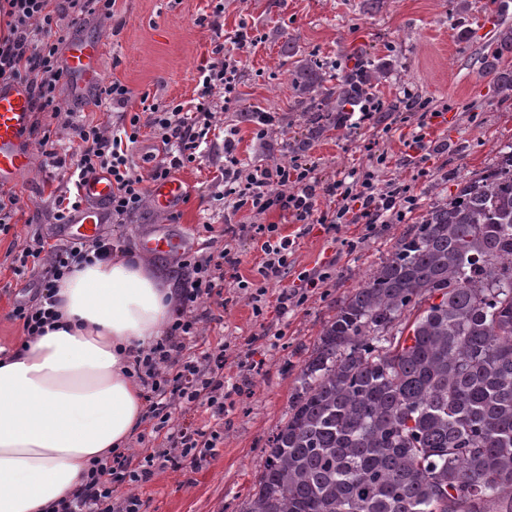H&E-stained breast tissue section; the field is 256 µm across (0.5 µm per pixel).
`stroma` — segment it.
I'll return each mask as SVG.
<instances>
[{"mask_svg":"<svg viewBox=\"0 0 512 512\" xmlns=\"http://www.w3.org/2000/svg\"><path fill=\"white\" fill-rule=\"evenodd\" d=\"M117 9L118 18L92 15L70 29L60 56H67L70 40L93 39L102 45L105 79L167 102L193 99L214 37L202 21L211 12L209 0H119ZM243 18L266 40L243 59L236 108L217 115L220 128L235 129L236 155L243 166L308 160L329 181L352 169L371 170L380 184H408L412 199L402 204V217H389L384 224H341L333 231L319 224L302 229L283 223L275 211L259 215V223L282 224L284 233L295 237L281 281L270 287L262 314H255L236 279L252 278L258 252L242 244L240 265L224 271L221 322H202L201 337L189 342L194 353L226 346L230 360L224 379L242 393L218 422L202 408L176 412L177 422L217 430L219 447L200 468L156 470L138 489L149 503L147 512H244L300 368L337 305L385 260L434 200L453 196L460 180L490 165L500 147L512 144V98L502 97L484 64L500 32L512 27V0H224L225 32H233ZM355 53L390 62L376 96L385 111L400 114V121L363 130L329 127L308 137L292 110L297 65L312 56L342 65ZM412 100L430 102L437 112L428 129L431 147L419 153L407 146L418 121L406 107ZM255 112L276 118L262 140L250 120ZM30 157L27 172L12 188L24 207L14 215L10 231L0 234L4 348L23 340L21 323L9 314L17 302L33 297L36 286L34 272H14L16 245L37 237L67 238L52 222L50 196L56 184L45 158L36 147ZM223 163L219 146L179 170L188 188L181 212L149 203L126 224L105 225L104 235L136 253L141 237L158 228L183 234L195 248L207 246L212 233L224 227V206L214 198ZM306 271L320 274L317 287L307 289L302 305L281 313L278 295L298 288L299 275ZM244 352L251 354L255 369L237 365L236 356Z\"/></svg>","mask_w":512,"mask_h":512,"instance_id":"35a3bbf8","label":"stroma"}]
</instances>
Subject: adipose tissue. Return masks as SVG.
<instances>
[{
	"label": "adipose tissue",
	"instance_id": "ef3b65f1",
	"mask_svg": "<svg viewBox=\"0 0 512 512\" xmlns=\"http://www.w3.org/2000/svg\"><path fill=\"white\" fill-rule=\"evenodd\" d=\"M57 322L0 353V512H46L144 417L132 364L162 335L178 293L134 253L60 283Z\"/></svg>",
	"mask_w": 512,
	"mask_h": 512
}]
</instances>
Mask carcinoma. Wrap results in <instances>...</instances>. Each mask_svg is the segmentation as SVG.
<instances>
[{"instance_id":"obj_1","label":"carcinoma","mask_w":512,"mask_h":512,"mask_svg":"<svg viewBox=\"0 0 512 512\" xmlns=\"http://www.w3.org/2000/svg\"><path fill=\"white\" fill-rule=\"evenodd\" d=\"M512 28L486 65L512 97ZM389 63L295 71L315 134ZM246 512H512V144L428 207L330 317Z\"/></svg>"}]
</instances>
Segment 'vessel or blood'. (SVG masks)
Listing matches in <instances>:
<instances>
[{
	"label": "vessel or blood",
	"instance_id": "b4317fda",
	"mask_svg": "<svg viewBox=\"0 0 512 512\" xmlns=\"http://www.w3.org/2000/svg\"><path fill=\"white\" fill-rule=\"evenodd\" d=\"M99 43L91 40L75 41L67 56V68L79 80L99 81ZM33 122L30 99L25 86L0 89V186L7 187L19 181L29 167L30 146L27 133ZM88 204L77 213L65 230L84 241L98 237L107 223L106 204L112 195V182L106 175L89 178L82 187ZM149 195L155 207L174 210L181 206L185 196V183L172 177L156 181L149 186ZM186 238L167 233L144 236L141 248L149 254H169L184 251Z\"/></svg>",
	"mask_w": 512,
	"mask_h": 512
}]
</instances>
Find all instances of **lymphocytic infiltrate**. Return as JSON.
I'll use <instances>...</instances> for the list:
<instances>
[{
	"mask_svg": "<svg viewBox=\"0 0 512 512\" xmlns=\"http://www.w3.org/2000/svg\"><path fill=\"white\" fill-rule=\"evenodd\" d=\"M116 12L117 0H0V13L7 18V33L0 36V84H24L32 111L61 114L57 91L68 76L59 61L64 27L79 25L95 14L111 18ZM261 42V36L255 35L253 25L245 20L229 42L213 40L211 57L199 70L196 95L188 102L166 103L146 92L134 93L120 81H102L95 105L110 113V121L70 124L64 138L50 127L40 129L37 143L58 182L52 207L55 223L70 222L84 202V183L100 173L112 179L107 205L111 221L124 223L146 203L147 182L170 177L195 161L203 149L213 148L210 133L216 115L237 105L243 57ZM135 99L141 105L137 111L130 107ZM146 132L156 140L158 152L146 157L147 167L142 170L133 149ZM235 150L234 140L225 138L220 171L228 218L224 246L215 255H185L187 276L175 317L134 364V372L147 390L146 418L153 433L164 437L165 447L149 454L130 448L112 452L96 462L72 497L59 501L52 512H145L146 503L136 488L151 479L154 467L195 465L215 448L214 434L174 423L173 415L182 408L202 406L214 417H223L225 400L239 388L224 384L223 348H207L190 357L184 353L186 342L198 336L200 323L211 317L212 299L223 294L225 268L238 266L237 244L251 242L263 254L257 277L250 283V300L257 312L268 288L280 281L292 247L279 225L241 221L239 212L260 215L279 210L300 224H373L409 198L408 186L391 183L378 187L371 171L325 184L314 165L298 161L245 170ZM322 192L341 195V206L319 210L317 198ZM122 254L119 246L103 236L90 242L49 245L36 238L26 243L15 257L17 270L37 269V288L32 300L13 308L12 318L21 322L25 336L41 335L45 326L58 318L59 281L76 265L109 261Z\"/></svg>",
	"mask_w": 512,
	"mask_h": 512,
	"instance_id": "lymphocytic-infiltrate-1",
	"label": "lymphocytic infiltrate"
}]
</instances>
